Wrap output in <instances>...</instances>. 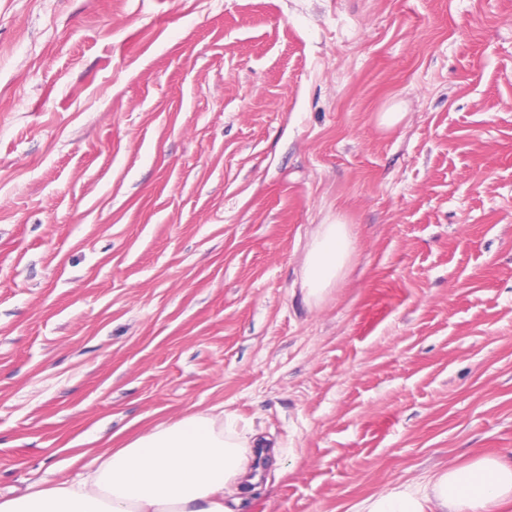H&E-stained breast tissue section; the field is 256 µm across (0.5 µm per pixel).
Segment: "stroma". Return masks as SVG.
<instances>
[{"mask_svg": "<svg viewBox=\"0 0 512 512\" xmlns=\"http://www.w3.org/2000/svg\"><path fill=\"white\" fill-rule=\"evenodd\" d=\"M199 411L238 512L512 458V0H0V496ZM351 254L345 224H323L309 246L304 264V286L310 297L319 298L344 275Z\"/></svg>", "mask_w": 512, "mask_h": 512, "instance_id": "35a3bbf8", "label": "stroma"}]
</instances>
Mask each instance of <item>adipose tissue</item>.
<instances>
[{"label":"adipose tissue","mask_w":512,"mask_h":512,"mask_svg":"<svg viewBox=\"0 0 512 512\" xmlns=\"http://www.w3.org/2000/svg\"><path fill=\"white\" fill-rule=\"evenodd\" d=\"M345 224L322 225L309 246L304 285L320 297L344 275ZM234 415L200 411L163 421L105 455L78 481L0 498V512H234L253 462ZM512 500V462L482 456L424 481L368 497L355 512H499Z\"/></svg>","instance_id":"adipose-tissue-1"}]
</instances>
